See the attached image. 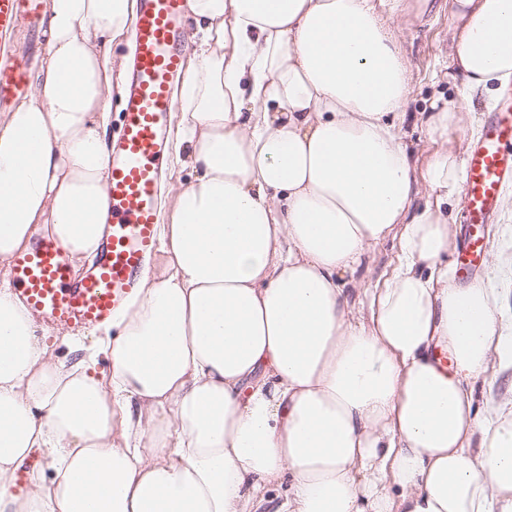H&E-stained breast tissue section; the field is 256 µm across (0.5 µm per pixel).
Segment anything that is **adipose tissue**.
Instances as JSON below:
<instances>
[{
  "label": "adipose tissue",
  "mask_w": 512,
  "mask_h": 512,
  "mask_svg": "<svg viewBox=\"0 0 512 512\" xmlns=\"http://www.w3.org/2000/svg\"><path fill=\"white\" fill-rule=\"evenodd\" d=\"M453 7L462 88L420 113L436 148L419 170L409 0H186L196 176L159 227L165 273L71 365L10 263L38 236L76 262L99 248L112 47L137 0H48V60L0 113V512H512V258L466 284L444 260L452 137L512 81V0ZM390 237L391 278L351 305L344 276Z\"/></svg>",
  "instance_id": "obj_1"
}]
</instances>
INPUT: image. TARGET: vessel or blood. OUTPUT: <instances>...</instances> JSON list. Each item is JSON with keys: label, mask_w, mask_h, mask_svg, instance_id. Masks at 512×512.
I'll list each match as a JSON object with an SVG mask.
<instances>
[{"label": "vessel or blood", "mask_w": 512, "mask_h": 512, "mask_svg": "<svg viewBox=\"0 0 512 512\" xmlns=\"http://www.w3.org/2000/svg\"><path fill=\"white\" fill-rule=\"evenodd\" d=\"M43 0H0V35L39 30ZM184 0H140L121 127L107 157V212L96 258L81 278L50 239L38 238L13 262L16 292L45 323L80 332L112 321L145 278L158 247L159 195L169 157L174 90L185 69ZM33 50L0 63V107L28 87ZM467 232L456 255L462 273L487 259L485 227L512 183V86L507 87L465 160Z\"/></svg>", "instance_id": "1"}]
</instances>
